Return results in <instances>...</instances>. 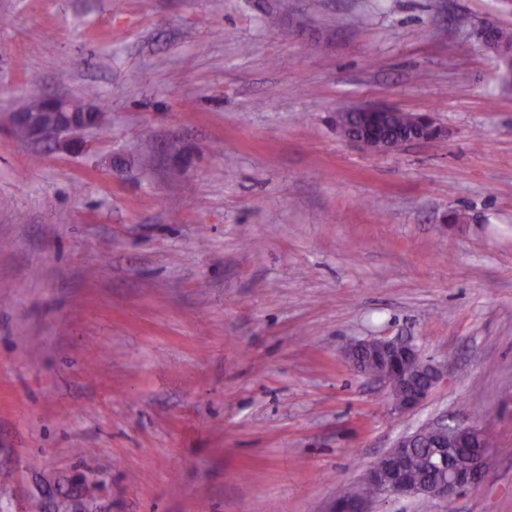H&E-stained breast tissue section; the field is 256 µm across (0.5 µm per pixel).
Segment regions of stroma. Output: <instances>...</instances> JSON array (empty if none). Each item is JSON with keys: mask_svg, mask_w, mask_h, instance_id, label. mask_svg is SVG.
Listing matches in <instances>:
<instances>
[{"mask_svg": "<svg viewBox=\"0 0 512 512\" xmlns=\"http://www.w3.org/2000/svg\"><path fill=\"white\" fill-rule=\"evenodd\" d=\"M512 0H0V512H329L436 422L484 483L372 512H512ZM95 87L41 147L10 112ZM431 113L389 154L342 110ZM448 373L395 412L342 351ZM498 39L495 36L493 28L484 30L483 36L480 38L482 46L496 55L500 62L504 65L507 64L509 72L512 69V49L502 40H510L512 43V33L501 29L496 31ZM342 112H352L353 122L339 121L337 127L346 140L374 152H388L395 148V144L389 140L376 139V130L391 118L399 115L400 110L379 105H362L351 107ZM410 114L411 129L409 136L404 142L433 140L442 135L443 129L434 121L429 113ZM347 362L359 373L372 377L377 382L388 388L395 409L402 413L409 412L422 404L429 396L432 388L439 382L443 375L442 368L425 360L417 347L409 340L369 338L350 344L344 350ZM400 357L412 366V373H424L427 386L421 390H408L409 374L390 375L385 370L378 369V364H369L364 368V358L379 361L381 358Z\"/></svg>", "mask_w": 512, "mask_h": 512, "instance_id": "35a3bbf8", "label": "stroma"}]
</instances>
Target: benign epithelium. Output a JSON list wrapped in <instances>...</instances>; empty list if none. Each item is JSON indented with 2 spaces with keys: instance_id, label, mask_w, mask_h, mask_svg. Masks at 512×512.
Instances as JSON below:
<instances>
[{
  "instance_id": "obj_1",
  "label": "benign epithelium",
  "mask_w": 512,
  "mask_h": 512,
  "mask_svg": "<svg viewBox=\"0 0 512 512\" xmlns=\"http://www.w3.org/2000/svg\"><path fill=\"white\" fill-rule=\"evenodd\" d=\"M482 46L496 55L508 69H512V48L496 38L493 29L484 30L480 38ZM353 121H340L337 127L346 140L374 152H388L395 148L389 140L376 139V130L400 110L379 105H362L349 108ZM411 129L406 141H427L440 137L443 129L433 117L424 113H413L410 117ZM13 127L21 129L26 139L33 143L58 140L75 131L94 127L96 123L80 121L72 112H62L51 122L45 121L35 112L19 111L12 114ZM347 362L359 373L367 375L388 388L395 409L402 413L409 412L422 404L432 388L443 375L442 368L425 360L417 347L409 340L369 338L350 344L344 350ZM400 357L413 365L412 372L423 373L427 386L421 390L411 391L407 387L410 375H390L385 370L372 373L364 368L365 358L380 360L382 358ZM448 432V425L435 423L420 428L400 437L395 445L381 455L383 464L365 472L367 482L378 491L381 497H419L421 495L452 501L462 490L480 484L487 475V460L490 449L480 448L466 472L445 471L438 484H422L410 478L405 472L402 461L413 441L419 437L432 436L440 438ZM371 499L361 496L337 497L331 504V512H370Z\"/></svg>"
}]
</instances>
